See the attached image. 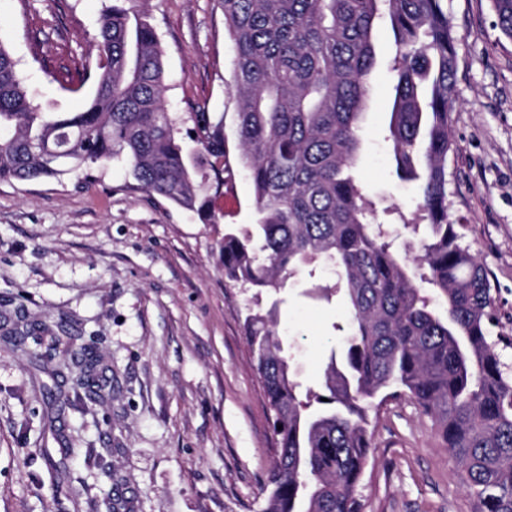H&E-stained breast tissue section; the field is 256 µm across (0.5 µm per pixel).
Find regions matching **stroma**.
Wrapping results in <instances>:
<instances>
[{
	"label": "stroma",
	"mask_w": 512,
	"mask_h": 512,
	"mask_svg": "<svg viewBox=\"0 0 512 512\" xmlns=\"http://www.w3.org/2000/svg\"><path fill=\"white\" fill-rule=\"evenodd\" d=\"M110 0H0V43L48 112L93 94L98 19ZM164 50L165 101L233 128L234 50L217 0H143ZM457 70L448 213L490 272L499 331L512 336V40L491 0H448ZM393 34L360 119L357 171L397 247L418 185L396 174L390 135ZM215 224L142 189L119 164L0 183V512H263L276 459L271 412L243 328L247 294L224 285L216 225L254 223L235 170ZM331 272L283 295L277 330L303 389L318 391L348 334ZM96 361L74 387L73 357ZM360 492L364 512H471L430 417L380 407Z\"/></svg>",
	"instance_id": "35a3bbf8"
}]
</instances>
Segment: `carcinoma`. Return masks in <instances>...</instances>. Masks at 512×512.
Masks as SVG:
<instances>
[{
	"label": "carcinoma",
	"instance_id": "obj_1",
	"mask_svg": "<svg viewBox=\"0 0 512 512\" xmlns=\"http://www.w3.org/2000/svg\"><path fill=\"white\" fill-rule=\"evenodd\" d=\"M217 2L236 53L235 145L222 114L195 112L180 129L164 100L159 36L137 0H122L99 18L95 91L77 112L42 110L0 43V182L115 162L210 222L225 173L247 168L257 220L242 237L224 229L226 282L259 296L330 268L348 300L349 335L331 349L324 394L312 400L290 371L276 308L248 309L246 340L278 443L265 512H362L370 412L403 394L433 420L474 512H512V374L502 361L512 339L492 335L489 272L448 215L457 36L446 0ZM492 2L512 39V0ZM384 21L395 45L397 172L419 183L428 230L413 256L375 222L355 174Z\"/></svg>",
	"mask_w": 512,
	"mask_h": 512
}]
</instances>
